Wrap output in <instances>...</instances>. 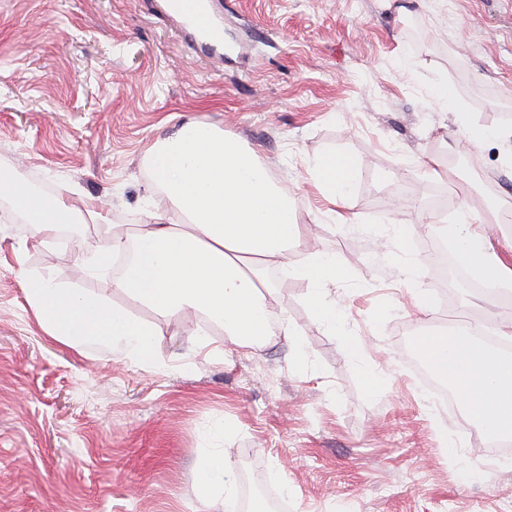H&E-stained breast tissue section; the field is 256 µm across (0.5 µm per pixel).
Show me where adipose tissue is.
Wrapping results in <instances>:
<instances>
[{
  "mask_svg": "<svg viewBox=\"0 0 512 512\" xmlns=\"http://www.w3.org/2000/svg\"><path fill=\"white\" fill-rule=\"evenodd\" d=\"M147 162L153 189L166 207L180 213L181 223L147 224L131 237L110 225L107 215L90 212L93 223L105 225L106 231L83 263L86 276L111 280L116 292L160 317L200 313L222 325L237 344L261 347L274 328L292 333L287 319H274L268 301L274 290L265 273L280 268L308 280L314 287L309 302L316 316L330 328L341 327L342 313L326 288L344 279V267L328 253L289 267V249L302 244L296 206L237 138L190 122L156 145ZM310 173L331 206L347 207L355 179L349 157L316 156ZM0 196L30 225L35 248L51 245L80 213L63 197L41 199L28 182L6 172L0 173ZM440 231L476 277L512 285V267L488 252L484 236L466 224H444ZM23 286L38 326L56 342L73 349L93 342L123 360L154 361L151 325L127 310L38 271L24 272ZM421 353L448 377L460 405L478 426L512 437L511 357L477 347L466 331L427 337ZM235 491L223 451L212 448L197 467L198 499L227 503Z\"/></svg>",
  "mask_w": 512,
  "mask_h": 512,
  "instance_id": "1",
  "label": "adipose tissue"
}]
</instances>
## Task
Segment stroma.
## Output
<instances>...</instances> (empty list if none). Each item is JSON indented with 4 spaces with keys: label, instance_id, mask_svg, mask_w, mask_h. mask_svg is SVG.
<instances>
[{
    "label": "stroma",
    "instance_id": "1",
    "mask_svg": "<svg viewBox=\"0 0 512 512\" xmlns=\"http://www.w3.org/2000/svg\"><path fill=\"white\" fill-rule=\"evenodd\" d=\"M224 31L234 55L218 61L152 0H0V170L44 198L92 199L133 233L148 221L147 150L190 121L224 130L316 227L289 261L327 252L346 268L328 297L362 350L316 318L307 281L277 270L272 307L296 338L251 348L204 317L185 329L85 278L78 240L103 225L28 249L29 225L0 199V512H214L196 497L214 425L244 510L264 488L287 512H512V444L437 408L415 365L420 338L464 319L511 325L512 311L449 279L444 235L390 229L512 202V144L471 142L477 127L512 131V0H224ZM436 81L462 118L428 105ZM332 152L355 164L343 223L309 173ZM26 269L151 322L156 362L49 339Z\"/></svg>",
    "mask_w": 512,
    "mask_h": 512
}]
</instances>
